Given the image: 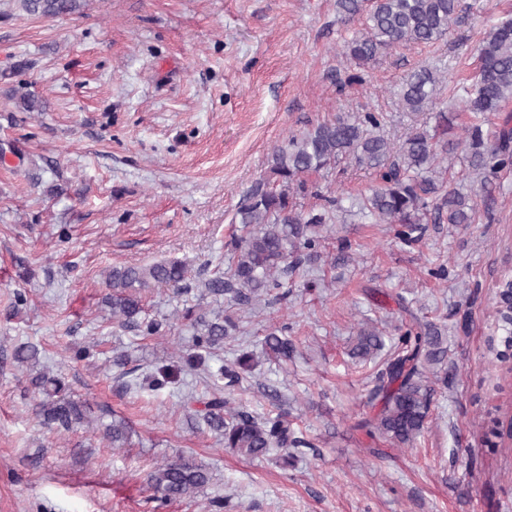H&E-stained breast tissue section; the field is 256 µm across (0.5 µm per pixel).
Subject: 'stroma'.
Segmentation results:
<instances>
[{
    "label": "stroma",
    "mask_w": 512,
    "mask_h": 512,
    "mask_svg": "<svg viewBox=\"0 0 512 512\" xmlns=\"http://www.w3.org/2000/svg\"><path fill=\"white\" fill-rule=\"evenodd\" d=\"M512 0H462L447 36L398 47L354 70L342 55L359 22L341 23L336 0H81L79 11L37 18L0 0V512H512V447L483 443L491 419L512 412V379L493 383L484 358L495 284L512 274V172L491 196L468 179L472 224H428L401 244L390 225H330L329 245L309 272L288 279L287 303L266 296L256 313L228 309L241 331L206 357V375L249 355L239 405L263 416L287 410L313 443L252 459L219 444L180 403L202 395L206 375L183 367L194 330L180 318L212 309L202 285L229 265L231 217L273 147L311 124L382 112L401 139L414 119L398 105L403 78L426 66L457 85L440 91L456 136L477 48ZM359 82H348L351 73ZM35 95L23 110L13 89ZM179 261L190 293H144L165 335L122 331L104 303V271ZM446 265L437 280L427 268ZM315 279L317 286L304 283ZM24 295L16 304V295ZM402 295L445 327L448 382H435L431 415L410 447L378 441L372 456L358 420L393 352ZM385 346L359 359L360 323ZM296 344L279 361L264 346L269 324ZM27 343L65 379L91 423L45 428L14 350ZM127 356L126 366L115 365ZM160 367L165 388L143 385ZM125 418L129 446L111 449L104 424ZM209 467L196 494L162 503L148 476L177 457Z\"/></svg>",
    "instance_id": "1"
}]
</instances>
